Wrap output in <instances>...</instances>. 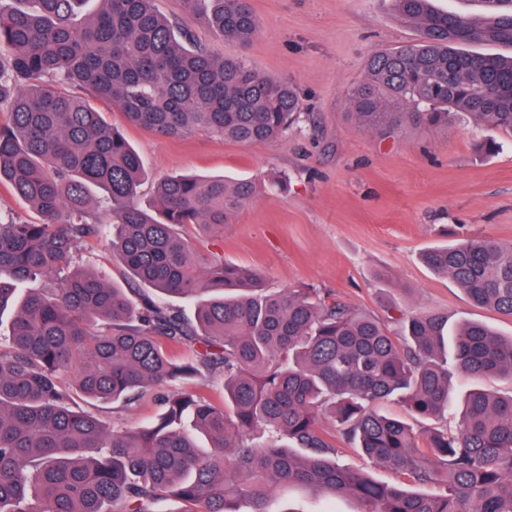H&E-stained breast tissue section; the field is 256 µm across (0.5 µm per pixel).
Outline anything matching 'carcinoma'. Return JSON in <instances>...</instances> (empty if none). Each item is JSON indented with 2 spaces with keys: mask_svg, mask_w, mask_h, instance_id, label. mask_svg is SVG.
<instances>
[{
  "mask_svg": "<svg viewBox=\"0 0 512 512\" xmlns=\"http://www.w3.org/2000/svg\"><path fill=\"white\" fill-rule=\"evenodd\" d=\"M0 0V184L36 210L0 215V512H277V491L349 497L358 512H512V395L468 393L454 431L417 421L448 413L462 377L512 378V339L471 322L448 344V316L415 311L404 339L340 296L271 291L256 270L203 257L186 224L224 231L253 202L252 179L172 175L139 203L144 163L94 106L110 100L131 125L179 138L203 133L251 145L302 121L290 83L216 58L154 0ZM225 40L259 29L250 0H182ZM417 39L380 51L350 94L355 124L393 133L405 120L448 128L461 113L512 134V0L435 11L394 0ZM453 86H448V66ZM393 104L411 108L392 112ZM104 193L108 218L90 208ZM112 227V252L133 287L80 267L77 244ZM422 259L477 306L512 316V243L466 237ZM21 282L40 284L19 294ZM195 306L138 303L136 287ZM220 371L224 401L202 389ZM72 373V384L62 383ZM201 380L144 426L115 430L79 401L136 404L144 390ZM392 483L339 463L336 435ZM384 410L394 416L404 419L411 425L417 433L426 434L433 430H442L443 428H453L457 424L458 412L455 407L450 408L448 415L445 418L425 420L422 422H416L406 413L405 408L398 403L388 404Z\"/></svg>",
  "mask_w": 512,
  "mask_h": 512,
  "instance_id": "cac0c4a2",
  "label": "carcinoma"
}]
</instances>
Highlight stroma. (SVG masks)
Here are the masks:
<instances>
[{"mask_svg":"<svg viewBox=\"0 0 512 512\" xmlns=\"http://www.w3.org/2000/svg\"><path fill=\"white\" fill-rule=\"evenodd\" d=\"M260 30L248 46L212 35L187 20L181 0H155L157 11L187 23L211 52L244 58L253 70L291 82L311 118L287 136L243 146L207 134L164 138L127 123L111 102L105 120L139 151L150 199L156 180L182 173L250 178L264 192L223 231L182 230L201 254L260 271L273 290L320 288L401 332L414 310L447 314L449 325L483 322L512 335V318L473 304L450 279L433 273L423 253L466 236L512 242V135L459 117L446 129L408 125L382 135L358 128L349 95L375 52L413 42L415 28L393 0H251ZM499 145L486 153L487 142ZM84 265L122 282L110 235L78 248ZM198 382L149 390L132 409L112 403L83 407L126 429L148 423L163 397L194 392ZM277 512H357L348 498L314 499L302 486L280 489Z\"/></svg>","mask_w":512,"mask_h":512,"instance_id":"obj_1","label":"stroma"}]
</instances>
